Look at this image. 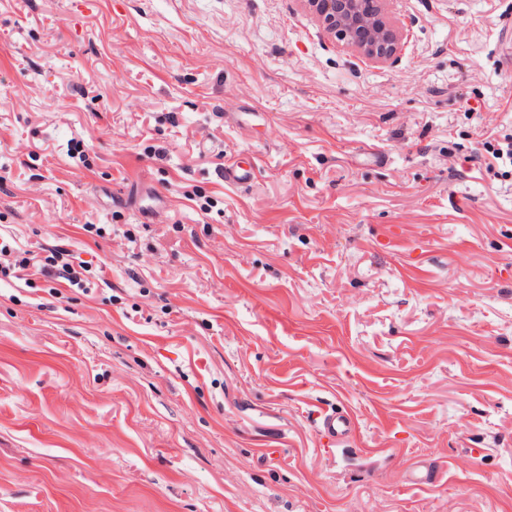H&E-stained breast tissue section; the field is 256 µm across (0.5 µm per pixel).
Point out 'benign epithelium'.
I'll return each instance as SVG.
<instances>
[{
	"mask_svg": "<svg viewBox=\"0 0 512 512\" xmlns=\"http://www.w3.org/2000/svg\"><path fill=\"white\" fill-rule=\"evenodd\" d=\"M383 0H309L327 29L354 45L371 60H387L398 36L382 17Z\"/></svg>",
	"mask_w": 512,
	"mask_h": 512,
	"instance_id": "1",
	"label": "benign epithelium"
}]
</instances>
